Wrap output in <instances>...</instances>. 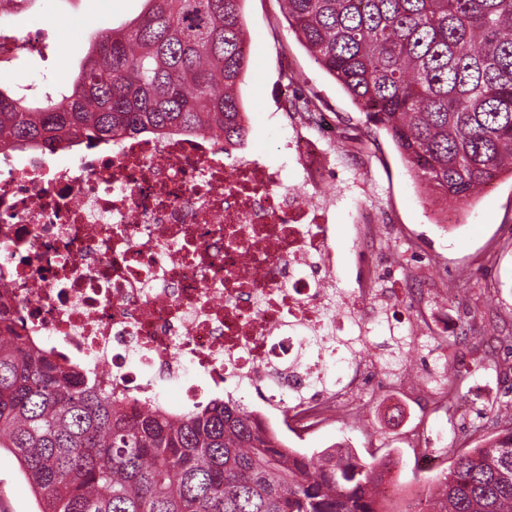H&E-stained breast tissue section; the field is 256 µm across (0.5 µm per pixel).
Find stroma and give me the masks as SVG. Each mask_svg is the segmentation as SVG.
<instances>
[{
  "label": "stroma",
  "instance_id": "35a3bbf8",
  "mask_svg": "<svg viewBox=\"0 0 512 512\" xmlns=\"http://www.w3.org/2000/svg\"><path fill=\"white\" fill-rule=\"evenodd\" d=\"M143 0H44L37 12L5 22L18 38L44 28L38 50L21 56L13 77L62 81L78 69L67 32L47 31L53 17L71 20L82 37L120 26L137 16ZM251 64L241 97L249 118L243 150L284 162L283 144L293 122L280 114L286 74L318 99L336 128L326 147L337 172L347 174L336 199V277L347 288L371 280L382 292V316L403 321L410 335L375 350L363 376L365 392L355 412L334 409L315 432L288 438L308 456L349 448L362 460L391 456L395 473L413 478V450L431 447L433 436L464 444L490 424V409L512 404V176L502 175L463 204L431 206L417 193L390 137L367 126L344 89L289 31L279 0H246ZM384 218L376 246L357 254L353 222L362 205ZM448 339L438 352L437 337ZM450 376L457 413L426 403L427 391ZM32 493L15 459L0 454V512H34Z\"/></svg>",
  "mask_w": 512,
  "mask_h": 512
}]
</instances>
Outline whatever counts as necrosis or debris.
I'll return each instance as SVG.
<instances>
[{
  "mask_svg": "<svg viewBox=\"0 0 512 512\" xmlns=\"http://www.w3.org/2000/svg\"><path fill=\"white\" fill-rule=\"evenodd\" d=\"M291 141L290 165L239 156L216 134L130 137L70 163L0 152V310L25 334L111 379L184 400L259 391L265 427L319 421L361 385L352 327L374 288L336 283L325 114ZM344 363L338 376L329 370Z\"/></svg>",
  "mask_w": 512,
  "mask_h": 512,
  "instance_id": "necrosis-or-debris-1",
  "label": "necrosis or debris"
}]
</instances>
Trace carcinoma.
Here are the masks:
<instances>
[{"label":"carcinoma","instance_id":"carcinoma-1","mask_svg":"<svg viewBox=\"0 0 512 512\" xmlns=\"http://www.w3.org/2000/svg\"><path fill=\"white\" fill-rule=\"evenodd\" d=\"M41 0H0V21ZM289 29L439 202L512 173V0H283ZM245 0H145L77 73L0 78V149L214 133L243 143ZM36 512H379L385 458L309 459L232 397L180 413L57 358L0 314V453ZM453 461L438 512H512V424Z\"/></svg>","mask_w":512,"mask_h":512}]
</instances>
